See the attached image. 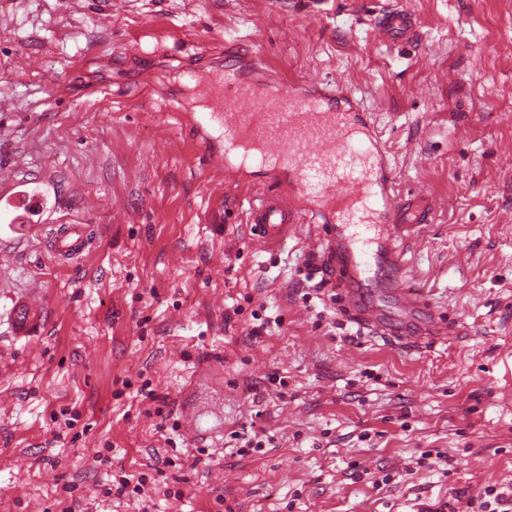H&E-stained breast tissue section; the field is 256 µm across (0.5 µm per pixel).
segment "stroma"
Instances as JSON below:
<instances>
[{
    "mask_svg": "<svg viewBox=\"0 0 512 512\" xmlns=\"http://www.w3.org/2000/svg\"><path fill=\"white\" fill-rule=\"evenodd\" d=\"M395 6L418 38L386 46ZM252 59L350 94L436 200L398 247L448 338L364 328L333 280L306 299L321 225L253 240L261 174L225 180L184 122L186 71ZM1 87L0 182L48 210L0 229V512H424L512 482V0H0ZM63 224L91 234L60 260ZM248 426L270 443L233 454ZM375 32L382 43L411 42L417 36V25L410 12L395 8L380 13Z\"/></svg>",
    "mask_w": 512,
    "mask_h": 512,
    "instance_id": "1",
    "label": "stroma"
}]
</instances>
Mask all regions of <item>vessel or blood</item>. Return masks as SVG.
I'll return each instance as SVG.
<instances>
[{
	"label": "vessel or blood",
	"instance_id": "1",
	"mask_svg": "<svg viewBox=\"0 0 512 512\" xmlns=\"http://www.w3.org/2000/svg\"><path fill=\"white\" fill-rule=\"evenodd\" d=\"M380 42H410L417 36L413 15L383 11L375 26ZM266 69L244 79L225 67L219 83L194 82L197 95L213 101L211 111L190 115L204 142H218L213 159L228 179L254 172L266 176L265 192L251 203L248 221L259 241H281L293 225L321 223L330 260L350 283L389 267V282L404 318L422 306L401 283L403 266L396 243L403 234L429 223L435 202L419 192H396L385 146L367 113L347 94L314 80L266 84ZM47 208L40 193L9 183L0 193V216L22 209L39 215ZM89 236L87 226H66L56 251L75 255Z\"/></svg>",
	"mask_w": 512,
	"mask_h": 512
}]
</instances>
